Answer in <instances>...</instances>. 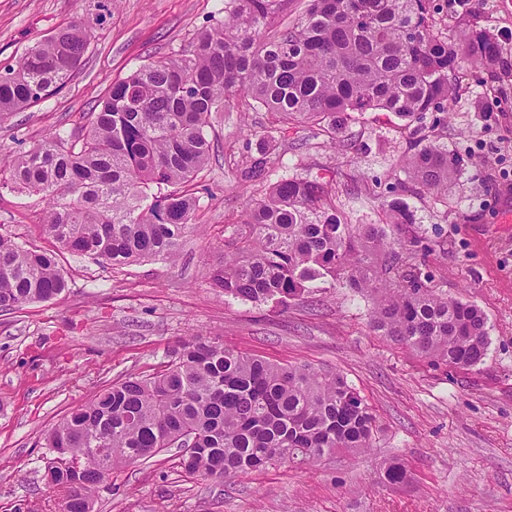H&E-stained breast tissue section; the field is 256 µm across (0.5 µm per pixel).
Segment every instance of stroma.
<instances>
[{"mask_svg": "<svg viewBox=\"0 0 512 512\" xmlns=\"http://www.w3.org/2000/svg\"><path fill=\"white\" fill-rule=\"evenodd\" d=\"M436 31L486 30L498 64L467 65L448 103L441 141L463 158L447 201L418 190L403 167L419 135L390 112H365L329 135L327 124L294 125L272 136L274 117L233 99L209 131L214 153L189 188L203 194L195 227L174 260L115 269L57 252L66 290L47 302L0 312V512H58L43 479L44 435L71 408L112 382L159 371L180 338L207 336L268 361L309 366L347 379L371 408L378 432L363 454L314 465L274 464L216 481L186 473L181 449L116 470L97 490L94 512H512V0H439ZM224 0H120L94 28L74 77L54 97L0 120V158L49 131H79L109 84L181 50ZM97 0H0V67L75 22ZM268 184L242 182L260 152ZM320 176L350 224L385 223L397 198L437 248L426 260L437 288L477 305L487 319L484 361L431 363L376 335L371 303L347 288L306 295L288 307L225 296L210 272L224 239L269 183ZM42 205L0 194V236L54 248ZM406 481L381 480L391 461Z\"/></svg>", "mask_w": 512, "mask_h": 512, "instance_id": "obj_1", "label": "stroma"}]
</instances>
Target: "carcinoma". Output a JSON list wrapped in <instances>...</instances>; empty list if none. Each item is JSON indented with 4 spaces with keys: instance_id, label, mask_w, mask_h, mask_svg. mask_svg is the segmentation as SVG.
Returning <instances> with one entry per match:
<instances>
[{
    "instance_id": "obj_1",
    "label": "carcinoma",
    "mask_w": 512,
    "mask_h": 512,
    "mask_svg": "<svg viewBox=\"0 0 512 512\" xmlns=\"http://www.w3.org/2000/svg\"><path fill=\"white\" fill-rule=\"evenodd\" d=\"M281 0H224V19L171 57L112 82L77 133L54 131L0 163V192L45 204L42 231L60 249L109 266L175 257L201 196L185 190L210 159L207 129L230 98L296 119L392 112L418 123L425 144L408 178L448 198L462 158L430 134L448 128L462 64L492 67L490 35L434 30L437 0H308L275 22ZM82 23L35 42L0 70V117L46 101L70 81L90 44ZM271 159L243 180L262 182ZM387 225L346 223L318 178L285 179L253 201L224 241L211 280L224 295L283 307L305 294L350 288L372 303L369 326L436 363L471 367L488 347L476 305L433 285L418 259L433 246L394 201ZM67 286L54 254L0 237V311L45 302ZM376 419L339 374L280 365L206 336L181 341L153 376H129L63 416L47 448H68L79 472L44 456L59 512H94L103 472L147 451L191 448L184 471L229 479L267 464L314 463L371 447Z\"/></svg>"
}]
</instances>
